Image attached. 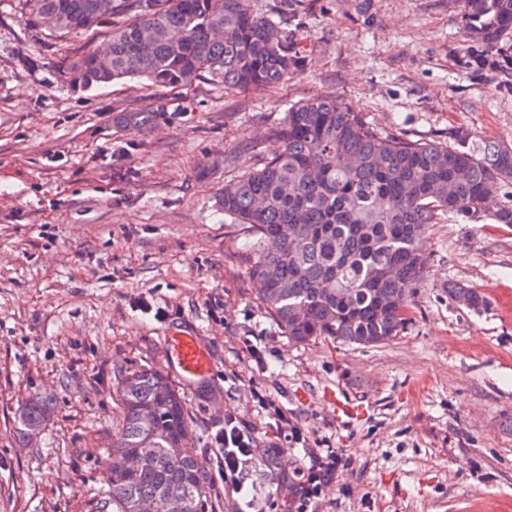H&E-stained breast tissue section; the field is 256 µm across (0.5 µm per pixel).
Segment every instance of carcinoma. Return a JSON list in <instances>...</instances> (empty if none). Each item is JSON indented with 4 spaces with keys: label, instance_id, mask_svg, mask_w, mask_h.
<instances>
[{
    "label": "carcinoma",
    "instance_id": "1",
    "mask_svg": "<svg viewBox=\"0 0 512 512\" xmlns=\"http://www.w3.org/2000/svg\"><path fill=\"white\" fill-rule=\"evenodd\" d=\"M116 14L106 60L88 53L68 68L70 81L101 88L139 77L158 86H187L204 74L224 86L257 90L301 71L304 55L289 30L298 0L269 16L252 0H136ZM469 37L460 49L470 76L493 73L512 93V0H460ZM97 0H33L37 15L52 12L55 28L91 30L102 19ZM163 110L119 112L113 122L136 129ZM272 155L262 167L224 185V215L251 231L256 258L250 276L260 299L295 344L328 338L375 347L403 331V290L423 281L428 257L422 241L429 225L451 215L464 224H512V146L473 144L460 131L448 142L413 140L375 129L359 112L328 96L293 104L272 133ZM503 187L492 196L493 183ZM474 310L487 304L474 288L448 289ZM122 419L107 439L105 504L137 512L152 499L158 512L171 497L187 512L209 507L205 461L189 454L196 435L185 397L149 368L118 374ZM33 398L17 416L29 438L50 413ZM143 455L133 472L116 469L130 452ZM279 460L267 455L252 485L273 481Z\"/></svg>",
    "mask_w": 512,
    "mask_h": 512
}]
</instances>
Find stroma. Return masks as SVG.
I'll return each mask as SVG.
<instances>
[{
    "instance_id": "1",
    "label": "stroma",
    "mask_w": 512,
    "mask_h": 512,
    "mask_svg": "<svg viewBox=\"0 0 512 512\" xmlns=\"http://www.w3.org/2000/svg\"><path fill=\"white\" fill-rule=\"evenodd\" d=\"M306 68L258 91L203 76L189 88L126 79L71 86L65 71L103 47L109 24L47 27L31 0H0V512H105L103 439L119 424L116 376L168 373L165 338L192 330L213 364L186 389L209 512L225 497V416L257 448L276 446L281 477L261 512H284L288 479L334 451L315 512H512V225H430L409 321L377 347L288 340L248 270L244 225L216 206L224 184L270 157L290 104L314 96L383 132L512 145V95L467 77L460 0H301ZM162 106L137 130L117 112ZM461 283L487 298L472 310ZM365 409L337 422L325 388ZM53 411L23 441L16 413ZM288 413L275 425L262 397ZM448 295L451 299L456 301L457 303L460 300L465 301L463 305L467 307L470 304L469 309L480 310L484 308L487 304L486 297L473 288H466L464 286H454L453 288H448Z\"/></svg>"
}]
</instances>
